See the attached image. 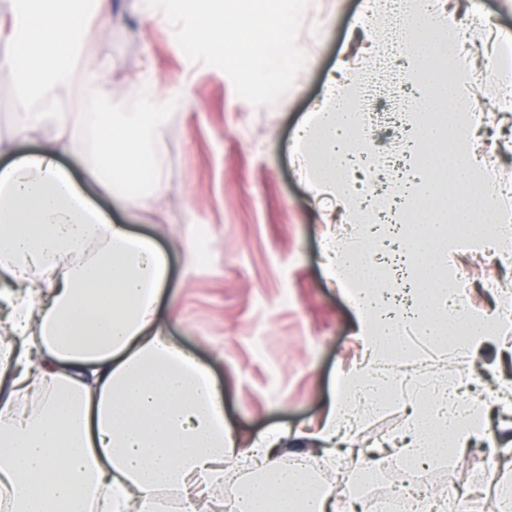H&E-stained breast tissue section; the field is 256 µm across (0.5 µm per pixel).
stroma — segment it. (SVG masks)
<instances>
[{
  "instance_id": "35a3bbf8",
  "label": "stroma",
  "mask_w": 512,
  "mask_h": 512,
  "mask_svg": "<svg viewBox=\"0 0 512 512\" xmlns=\"http://www.w3.org/2000/svg\"><path fill=\"white\" fill-rule=\"evenodd\" d=\"M362 4L309 0L298 42L313 62L276 112L238 97L221 70L190 62L170 22L140 13L137 0H112L111 21L91 31L87 65L111 86L115 101H125L128 79L144 74L160 91L186 88L160 153L164 190L146 202L135 183L123 200L110 199L91 179L93 156L82 144L59 163L113 221L166 253L160 314L171 339L209 368L224 394V421L244 448L269 429L292 440L314 432L341 374L363 360L352 294L329 278L324 256L327 241L348 242L355 227L330 222L294 154L297 133L331 77L355 59L368 30ZM459 17L512 41V0H464ZM494 51L477 40L468 69L478 83L512 85V55L491 69L486 61ZM14 112V81L0 73L1 168L40 151L50 137L41 130L16 136ZM481 136L488 169L512 185V110L492 95ZM456 265L470 274V305L487 309L498 293H512V260L463 252ZM406 336L413 374L444 384L467 371V399L512 389V327L476 358L412 329ZM409 405L399 399L358 423L354 447H367L379 434L397 441L408 426Z\"/></svg>"
}]
</instances>
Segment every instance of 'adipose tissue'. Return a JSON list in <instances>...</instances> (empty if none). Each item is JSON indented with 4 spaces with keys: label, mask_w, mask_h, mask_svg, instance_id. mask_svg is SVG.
Masks as SVG:
<instances>
[{
    "label": "adipose tissue",
    "mask_w": 512,
    "mask_h": 512,
    "mask_svg": "<svg viewBox=\"0 0 512 512\" xmlns=\"http://www.w3.org/2000/svg\"><path fill=\"white\" fill-rule=\"evenodd\" d=\"M407 35L430 37L436 53L416 56L412 77L428 88L415 146L438 151L441 164L400 186L410 195L399 221L402 258L414 271V318L432 342L481 354L503 327L500 314L469 311L466 333L442 298L445 270L460 251L498 249L512 240L504 191L472 147V125L448 117L449 102L474 109L481 94L470 90L466 65L452 59L448 42L461 30L446 5L405 6ZM112 13V0H87L86 9L65 11L57 0H10L8 38L15 50L0 57V72L18 80L17 136L51 129L37 154L0 169V276L17 290L0 296L10 309L0 333L19 351L0 355V501L5 512H215L225 482L239 468L252 474L241 490L238 512H336L332 488L312 489L290 472L277 432L239 447L224 424L221 391L208 369L174 344L158 313L168 272L166 255L126 225L109 223L55 162L87 134L95 136L94 175L104 187L145 167L154 170L153 191L163 188L157 167L170 107L182 93L159 95L154 84L135 80L131 108L112 109V90L84 68L93 23ZM355 78L340 84L311 114L297 143L310 165V192L331 200L349 224L361 215L343 178L355 146L347 103L359 95ZM456 149L442 151L444 142ZM458 181L463 193L442 212L424 216L420 200L431 176ZM471 227L472 236L436 244L443 217ZM96 225L101 246L87 255V228ZM373 230L363 227L353 243L327 244L330 275L357 297V330L365 358L340 377L314 445H331L345 428L354 398L382 385L393 368L389 352L406 354L399 321L391 317L387 287L365 256ZM456 390H442L445 411L437 418L414 414L396 454L429 463L442 443L465 454L486 444L494 464L512 462V450L489 434L487 403L456 408Z\"/></svg>",
    "instance_id": "adipose-tissue-1"
}]
</instances>
